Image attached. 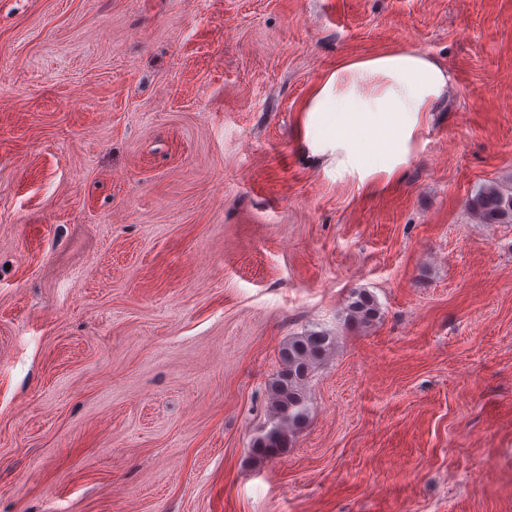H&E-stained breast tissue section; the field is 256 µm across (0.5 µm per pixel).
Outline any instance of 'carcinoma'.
<instances>
[{
	"mask_svg": "<svg viewBox=\"0 0 512 512\" xmlns=\"http://www.w3.org/2000/svg\"><path fill=\"white\" fill-rule=\"evenodd\" d=\"M485 224L512 223V190L495 186L480 190L468 203ZM379 314L373 294L354 289L345 304V322L366 326ZM335 348V337L325 330H306L291 337L280 350L281 368L269 385L271 428L252 444L266 457L286 451L308 416L307 386L312 371Z\"/></svg>",
	"mask_w": 512,
	"mask_h": 512,
	"instance_id": "carcinoma-1",
	"label": "carcinoma"
}]
</instances>
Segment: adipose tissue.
Listing matches in <instances>:
<instances>
[{
    "instance_id": "1",
    "label": "adipose tissue",
    "mask_w": 512,
    "mask_h": 512,
    "mask_svg": "<svg viewBox=\"0 0 512 512\" xmlns=\"http://www.w3.org/2000/svg\"><path fill=\"white\" fill-rule=\"evenodd\" d=\"M455 91L447 65L418 51L393 50L337 63L312 89L303 110L325 136L311 144L338 172L371 187L410 160L424 118Z\"/></svg>"
}]
</instances>
